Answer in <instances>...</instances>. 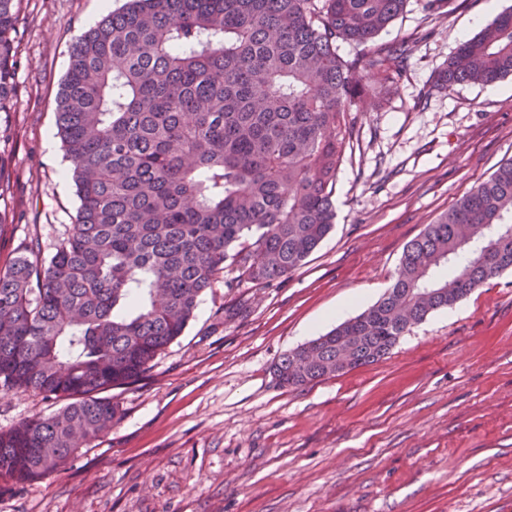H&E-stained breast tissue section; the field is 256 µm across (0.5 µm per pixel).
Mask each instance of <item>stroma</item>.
<instances>
[{
	"label": "stroma",
	"mask_w": 512,
	"mask_h": 512,
	"mask_svg": "<svg viewBox=\"0 0 512 512\" xmlns=\"http://www.w3.org/2000/svg\"><path fill=\"white\" fill-rule=\"evenodd\" d=\"M126 0H23L15 95L0 112V270L49 258L78 201L56 137L75 36ZM512 0H423L378 42L413 39L402 76L361 103L336 178L332 233L268 288L202 295L182 336L135 383L120 419L67 466L0 483V512H512V270L432 312L383 360L281 385L274 363L373 305L407 243L512 158V78L436 87L463 41ZM241 305L235 320L224 308ZM59 401L0 389V431Z\"/></svg>",
	"instance_id": "35a3bbf8"
}]
</instances>
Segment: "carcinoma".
I'll list each match as a JSON object with an SVG mask.
<instances>
[{
    "label": "carcinoma",
    "mask_w": 512,
    "mask_h": 512,
    "mask_svg": "<svg viewBox=\"0 0 512 512\" xmlns=\"http://www.w3.org/2000/svg\"><path fill=\"white\" fill-rule=\"evenodd\" d=\"M405 0H127L81 32L57 98L76 222L47 261L0 271V387L65 401L0 432V481L39 480L119 420L99 396L182 336L224 269L267 287L334 228L336 176L365 70L399 78L415 42L373 43ZM17 0H0V112L13 100ZM361 47L342 56L338 42ZM512 77V9L437 85ZM462 261L450 280L436 268ZM512 269V158L403 250L388 291L273 373L306 386L375 363L426 317Z\"/></svg>",
    "instance_id": "cac0c4a2"
}]
</instances>
